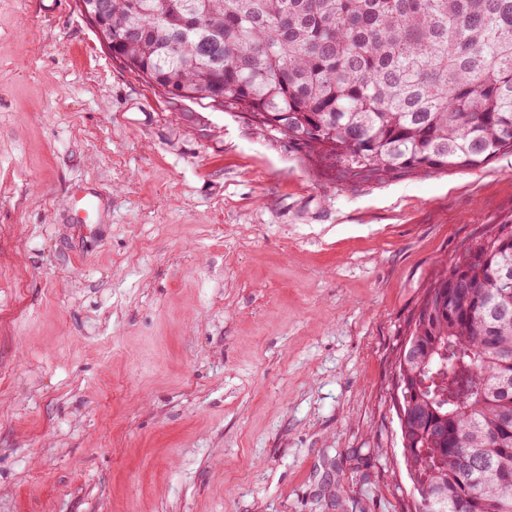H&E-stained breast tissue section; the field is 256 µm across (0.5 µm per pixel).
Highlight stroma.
I'll list each match as a JSON object with an SVG mask.
<instances>
[{
	"label": "stroma",
	"mask_w": 512,
	"mask_h": 512,
	"mask_svg": "<svg viewBox=\"0 0 512 512\" xmlns=\"http://www.w3.org/2000/svg\"><path fill=\"white\" fill-rule=\"evenodd\" d=\"M508 215L512 153L331 184L0 0V512H407L408 323Z\"/></svg>",
	"instance_id": "1"
}]
</instances>
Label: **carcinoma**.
<instances>
[{"mask_svg":"<svg viewBox=\"0 0 512 512\" xmlns=\"http://www.w3.org/2000/svg\"><path fill=\"white\" fill-rule=\"evenodd\" d=\"M112 56L288 141L331 182L478 169L512 152V0H110ZM409 325L425 512H512V216Z\"/></svg>","mask_w":512,"mask_h":512,"instance_id":"cac0c4a2","label":"carcinoma"}]
</instances>
